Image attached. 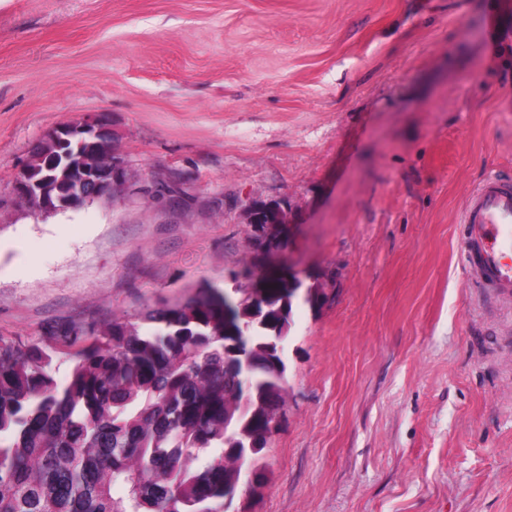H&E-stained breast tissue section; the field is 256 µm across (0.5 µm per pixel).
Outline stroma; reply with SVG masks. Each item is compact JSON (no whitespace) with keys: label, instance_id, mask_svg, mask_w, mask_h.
<instances>
[{"label":"stroma","instance_id":"stroma-1","mask_svg":"<svg viewBox=\"0 0 512 512\" xmlns=\"http://www.w3.org/2000/svg\"><path fill=\"white\" fill-rule=\"evenodd\" d=\"M106 115L116 197L34 212L14 177ZM512 173V0H0V336L298 273L267 480L236 512H512V300L459 217ZM255 203H279L278 246Z\"/></svg>","mask_w":512,"mask_h":512}]
</instances>
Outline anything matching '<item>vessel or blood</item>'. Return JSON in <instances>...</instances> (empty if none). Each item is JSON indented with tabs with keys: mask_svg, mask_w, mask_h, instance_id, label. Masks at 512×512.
Returning a JSON list of instances; mask_svg holds the SVG:
<instances>
[{
	"mask_svg": "<svg viewBox=\"0 0 512 512\" xmlns=\"http://www.w3.org/2000/svg\"><path fill=\"white\" fill-rule=\"evenodd\" d=\"M460 222L462 256L479 285L512 298V176L489 174L467 195Z\"/></svg>",
	"mask_w": 512,
	"mask_h": 512,
	"instance_id": "1",
	"label": "vessel or blood"
}]
</instances>
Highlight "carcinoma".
<instances>
[{"mask_svg":"<svg viewBox=\"0 0 512 512\" xmlns=\"http://www.w3.org/2000/svg\"><path fill=\"white\" fill-rule=\"evenodd\" d=\"M291 287L271 273L239 291L257 362L244 407L226 380L237 337L210 283L134 321L72 324L63 384L55 351L0 336V512H231L263 484L266 432L284 414Z\"/></svg>","mask_w":512,"mask_h":512,"instance_id":"carcinoma-1","label":"carcinoma"}]
</instances>
